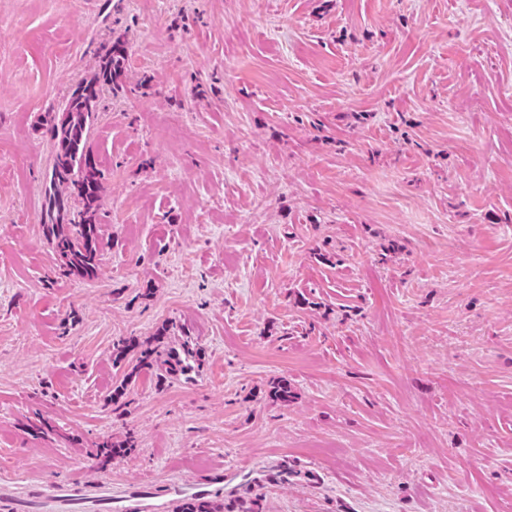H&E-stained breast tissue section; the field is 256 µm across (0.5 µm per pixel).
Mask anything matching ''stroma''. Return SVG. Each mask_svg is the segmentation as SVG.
<instances>
[{"label":"stroma","instance_id":"1","mask_svg":"<svg viewBox=\"0 0 512 512\" xmlns=\"http://www.w3.org/2000/svg\"><path fill=\"white\" fill-rule=\"evenodd\" d=\"M117 38L107 247L64 277L42 123ZM2 466L512 512V0H0Z\"/></svg>","mask_w":512,"mask_h":512}]
</instances>
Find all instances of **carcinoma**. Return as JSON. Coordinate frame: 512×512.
Wrapping results in <instances>:
<instances>
[{"label":"carcinoma","instance_id":"1","mask_svg":"<svg viewBox=\"0 0 512 512\" xmlns=\"http://www.w3.org/2000/svg\"><path fill=\"white\" fill-rule=\"evenodd\" d=\"M99 58L98 72L81 82L83 93H70L63 109L46 120L54 156L42 204L43 225L66 274L88 278L96 276L105 249L98 222L103 186L88 130L102 90L119 85L125 75L124 43L101 44ZM181 512H224V504L191 498Z\"/></svg>","mask_w":512,"mask_h":512}]
</instances>
